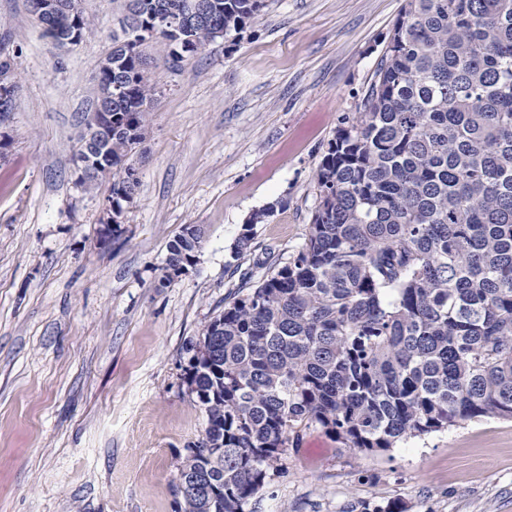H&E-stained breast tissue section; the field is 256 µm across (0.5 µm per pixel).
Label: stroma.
<instances>
[{
  "label": "stroma",
  "mask_w": 512,
  "mask_h": 512,
  "mask_svg": "<svg viewBox=\"0 0 512 512\" xmlns=\"http://www.w3.org/2000/svg\"><path fill=\"white\" fill-rule=\"evenodd\" d=\"M124 0H81L94 22L61 51L0 0V51L20 87L0 135V512H178L174 476L204 415L184 345L239 275L262 278L305 241L314 175L356 120L404 0H265L256 23L182 63L149 43L159 96L134 156L121 233H104L111 178L77 181L79 126L98 96ZM273 207L250 249L246 219ZM201 225L197 264L164 280L168 242ZM512 512V420L473 419L382 454L302 430L260 512ZM273 212V207L269 206L266 209L252 213L245 224L242 225V231L239 234L234 245V250L232 251L233 256H239L244 250H247L250 247L252 240L254 239V226L256 224L264 223Z\"/></svg>",
  "instance_id": "obj_1"
}]
</instances>
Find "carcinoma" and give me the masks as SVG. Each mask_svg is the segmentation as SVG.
<instances>
[{"label":"carcinoma","mask_w":512,"mask_h":512,"mask_svg":"<svg viewBox=\"0 0 512 512\" xmlns=\"http://www.w3.org/2000/svg\"><path fill=\"white\" fill-rule=\"evenodd\" d=\"M193 0H127L136 32L112 37L99 71L112 98V206L138 182L125 164L149 133L153 40L182 62L253 24L264 0H210L215 18L178 39L149 30ZM58 34L66 13L45 21ZM309 233L261 280L244 272L186 346L205 413L176 479L180 512H258L270 472L302 429L381 453L475 418L512 419V0H405L357 120L315 174ZM274 207L242 225L237 258ZM204 231L186 224L163 271Z\"/></svg>","instance_id":"obj_1"}]
</instances>
